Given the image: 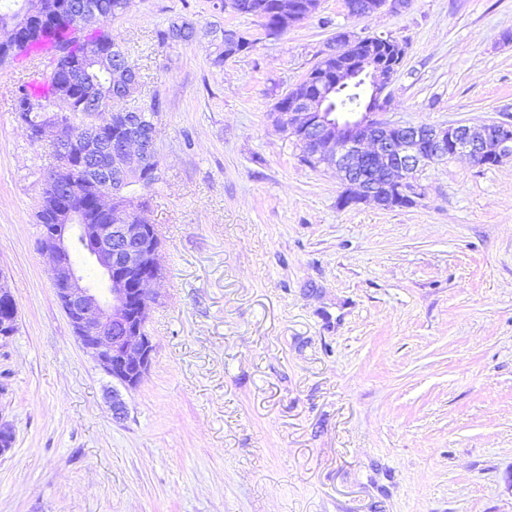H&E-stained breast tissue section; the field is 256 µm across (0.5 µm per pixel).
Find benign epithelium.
<instances>
[{"mask_svg":"<svg viewBox=\"0 0 512 512\" xmlns=\"http://www.w3.org/2000/svg\"><path fill=\"white\" fill-rule=\"evenodd\" d=\"M409 0H344L352 18H368L383 9L398 12ZM320 0H284L278 23L265 29L277 36L318 10ZM63 14L61 0L50 8L27 6L12 19L0 22L6 47L16 34L37 20L55 19ZM102 20L93 3H83L74 14V24L85 27ZM389 37L359 36L352 32L334 34L327 40L322 57L339 60L335 78L309 71L289 91L292 108L275 113V122L302 146L315 163L334 169L341 177L344 206L373 201L385 203L390 195L400 198L415 193V179L426 166L456 156L477 162L500 165L512 160V128L498 121L479 125L462 123L446 126L403 125L386 118V89L401 63L386 66L370 45ZM252 42L239 32L224 30V58L229 59L250 48ZM94 66L114 71V102L124 103L138 90L135 70L118 63L107 54L94 57ZM66 83L55 98L53 114L47 116L29 136L35 140L51 138L56 166L49 169L44 182L59 185L72 157L86 163L85 176L99 189L97 206L109 217L106 224H82L75 199L66 197L55 209L53 223L41 225V252L48 258L56 299L68 316L83 346L92 352L103 370L126 389H134L147 374L153 345L145 331L151 286L162 275L154 225L146 223L141 202L130 191V183L145 170L160 179V161L154 129L134 119L132 112H114L117 134L103 135L94 111L100 98L99 86L89 77L90 67L69 62L61 64ZM358 84L368 93V103L358 111L330 112L327 109L334 90ZM79 85L90 117L74 139L66 132L64 118L70 109L66 88ZM141 223H132L133 211ZM83 246L97 268L105 288L90 286L74 264L72 255ZM18 315L9 288L0 282V340L13 334Z\"/></svg>","mask_w":512,"mask_h":512,"instance_id":"7a95c632","label":"benign epithelium"}]
</instances>
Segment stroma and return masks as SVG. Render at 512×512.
Listing matches in <instances>:
<instances>
[{"label":"stroma","instance_id":"obj_1","mask_svg":"<svg viewBox=\"0 0 512 512\" xmlns=\"http://www.w3.org/2000/svg\"><path fill=\"white\" fill-rule=\"evenodd\" d=\"M195 27L164 44L169 20ZM156 106L160 238L149 371L113 380L59 305L35 212L54 157L15 118L24 59L0 64V512H512V161L418 173L414 203L340 206L274 122L339 30L406 55L397 123H512V0H343L286 33L212 0H129L105 24ZM253 45L214 66L213 30ZM410 0H344L347 13L352 18H368L387 7L389 12L405 8ZM17 304L9 288L0 281V340L9 338L16 325Z\"/></svg>","mask_w":512,"mask_h":512}]
</instances>
